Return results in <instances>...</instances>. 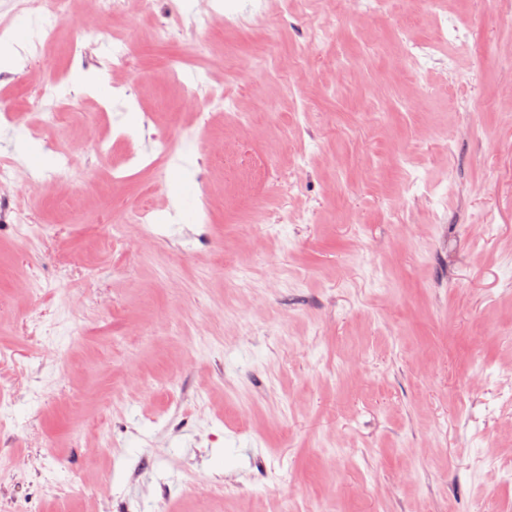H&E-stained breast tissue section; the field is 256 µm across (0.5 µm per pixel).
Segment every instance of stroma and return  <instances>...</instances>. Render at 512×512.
I'll list each match as a JSON object with an SVG mask.
<instances>
[{"label":"stroma","instance_id":"1","mask_svg":"<svg viewBox=\"0 0 512 512\" xmlns=\"http://www.w3.org/2000/svg\"><path fill=\"white\" fill-rule=\"evenodd\" d=\"M113 24L124 65L24 22L0 72V96L63 78L57 127L0 117V160L30 142L49 172L57 145L74 169L21 192L29 236L0 214V465L35 462L0 512H512V115L469 109L512 101V0H129ZM405 33L431 57L404 66ZM78 65L122 99L82 92Z\"/></svg>","mask_w":512,"mask_h":512}]
</instances>
